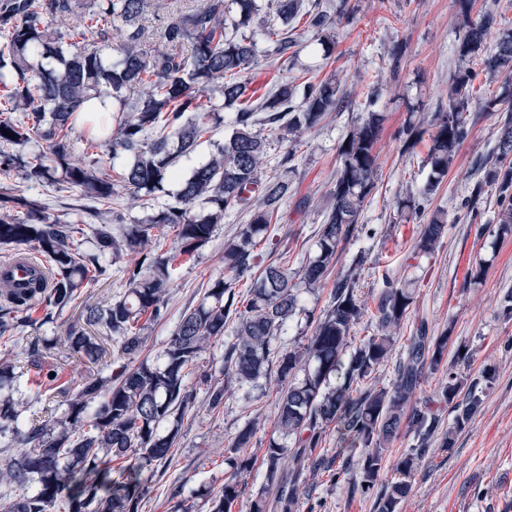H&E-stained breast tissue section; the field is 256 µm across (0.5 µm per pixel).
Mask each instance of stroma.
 <instances>
[{"label": "stroma", "instance_id": "35a3bbf8", "mask_svg": "<svg viewBox=\"0 0 512 512\" xmlns=\"http://www.w3.org/2000/svg\"><path fill=\"white\" fill-rule=\"evenodd\" d=\"M342 4L351 19L336 26L334 50L324 53L317 36L302 33L292 73L316 81H340L347 92L345 101L318 126L304 132L297 145L282 141L278 132H267L269 161L264 174L288 177L292 191L257 251L270 261L287 260L295 272L316 254L323 212L339 166L338 145L361 122L367 93L377 92V110L382 116L376 145L378 171L359 218L360 223L372 225L376 235L370 239L360 234L343 243L333 275L303 293L301 304L306 311L321 315L331 301L337 275L357 268L355 292L365 313L348 339L353 350L377 332L375 303L382 273L411 288L413 310L391 331L395 345L376 373L377 385L393 383L396 363L422 323L427 324L429 335L448 334L449 352L469 353V361L456 368L464 384L482 381L488 369L495 380L484 388L481 406L456 436L454 447L432 442L410 480L400 512H512V315L504 311L512 295V233L498 230L494 189H486L478 200L470 198L473 183L485 175L482 161L495 156L501 115L470 104L469 136L432 200L433 209L448 215V234L433 254L418 253L420 223L406 219L398 202L426 182L427 148L421 144L404 152L400 133L410 124H428L433 113L448 108V80L460 63L452 0H321L323 9L331 13ZM177 189L176 183H167L163 192L146 203H133L127 194H119L112 204L113 214L124 226L143 223L154 210L172 203ZM35 196L50 217L81 224L94 221L78 191L46 187L36 190ZM246 221L243 214L225 218L212 241L179 265L167 294V317L144 331L148 338L144 358L156 360L180 313L198 304L209 280L223 274L224 242ZM477 259L485 262L484 275L465 281L467 266ZM135 260L131 254L110 266L83 288L82 298L103 305L111 302L124 292V270ZM81 309L80 303L74 304L55 317L46 331L26 327L15 336L0 338V356L9 355L16 364L19 390L14 398L22 418H30L45 405L50 417L63 416L66 391L101 371V364L89 362L63 344L69 331L80 325ZM43 336L56 338L58 344L40 360H33L30 349ZM232 341V334H224L211 341L198 358L188 379L193 398L179 437L167 463L149 479L142 512H171L177 493L192 497L197 512H209V489L221 487L230 477L240 490L235 512H249L251 501L264 487V455L270 439L278 435L276 402L283 383L272 370L255 388L226 384L223 407L212 410L202 377H219ZM52 374L56 382L47 385L44 399H36V384ZM249 425L254 434L240 454L250 458L252 466L236 475L227 463L228 447ZM345 448L338 427L332 425L310 456L284 461V472L298 475L297 512H375L372 496L352 487L355 465H347L341 478L314 465L321 457L344 456Z\"/></svg>", "mask_w": 512, "mask_h": 512}]
</instances>
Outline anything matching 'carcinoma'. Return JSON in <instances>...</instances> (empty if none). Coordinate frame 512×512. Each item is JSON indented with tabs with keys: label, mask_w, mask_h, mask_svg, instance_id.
Instances as JSON below:
<instances>
[{
	"label": "carcinoma",
	"mask_w": 512,
	"mask_h": 512,
	"mask_svg": "<svg viewBox=\"0 0 512 512\" xmlns=\"http://www.w3.org/2000/svg\"><path fill=\"white\" fill-rule=\"evenodd\" d=\"M463 37L457 47L466 62L448 83V111L434 113L430 127L409 125L404 146L415 149L428 136L427 182L419 198L402 202L401 209L427 219L417 242L418 251L434 252L448 232V220L437 212L427 215L435 194L469 136L464 112L477 93L481 73L512 70V34L495 44L485 42L493 24L490 13L472 16V0H454ZM204 0L179 14L160 30L166 50L143 45L141 21L152 0H0V172L19 169L28 186L75 189L93 203L98 224H70L50 219L35 198L0 191V247H31L47 264V286L17 288L0 285V337L13 336L25 318L44 306L41 324L71 307L81 289L103 273L102 262H115L129 253L139 255L126 269L127 289L105 308L86 304L83 325L70 331L67 347L93 361L106 349L90 329L97 328L120 344L127 361L83 381L67 394L68 411L53 424H26L15 409L16 377L10 359L0 362V432L12 435L22 451L5 459L7 483L14 488L6 512H139L149 493L145 473L166 463L179 436L192 397L188 367L195 364L211 340L232 329L235 342L224 353V376L253 384L278 357L279 378L286 382L277 403L281 439L269 443L265 465L269 485L277 487L282 512H296V476L284 478L283 461L316 447L334 423L354 450H361L354 485L374 496L376 512H399L413 475L439 431L441 417L428 409L413 418L416 444L398 464L401 479L381 482L384 450L398 434L404 407L424 370H436L448 358V334L429 336L417 330L400 358L391 387L357 392L360 383L376 375L394 342L385 330L400 325L412 312L414 294L383 276L376 300L377 322L383 333L363 342L343 360L348 337L363 316L355 294L356 273L336 277L331 302L313 325L307 344L274 351L289 320L300 309L301 290L316 288L336 266L339 245L356 231L368 237L374 228L358 223L365 199L374 187L375 145L381 119L375 101L366 97L362 122L338 147L339 166L329 193V207L318 240V254L300 277L281 262L265 263L257 244L277 220L288 199L290 182L265 179L268 143L258 128L266 126L291 136L312 129L341 107L345 92L334 80L315 82L280 77L261 95L247 94L243 73L256 61L258 43L273 46L269 54L281 60L297 46L299 23L322 33L347 17L332 15L314 5L301 11L300 0ZM59 22L49 30L48 20ZM122 33L104 55L112 29ZM232 110L231 134L210 159L182 179L175 171L179 158L195 151L209 132L207 118L215 116L216 97ZM112 99L119 108L88 115L89 102ZM489 112H504L498 155L485 179L471 196L486 187L497 193L498 223L512 232V93L487 97ZM91 125L86 147L107 148L103 160L77 158L70 133L78 119ZM12 133L8 137L3 131ZM176 180L175 200L135 224L112 233V197L123 190L135 201L164 190ZM249 220L224 242L228 278L212 280L198 305L184 310L168 339L160 362L131 361L139 356L145 336L140 321L158 319L166 310L167 289L179 260L192 258L212 240L218 225L235 212ZM178 228L174 251L150 247L153 230ZM95 252L81 253L84 240ZM256 273L250 298L236 299L233 281ZM461 381L448 363V385L442 401L455 412L443 433L441 447L454 446L456 435L481 405L477 385L459 396ZM295 438L297 448L286 439ZM126 464L114 466L115 460ZM240 495L231 478L210 496V512H232Z\"/></svg>",
	"instance_id": "cac0c4a2"
}]
</instances>
